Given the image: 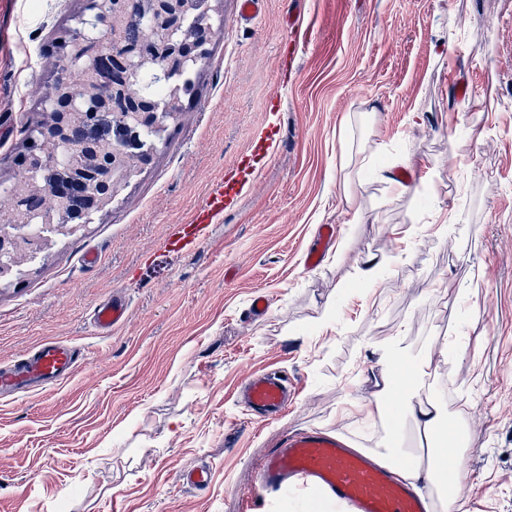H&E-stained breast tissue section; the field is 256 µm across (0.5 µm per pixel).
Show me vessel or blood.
Returning a JSON list of instances; mask_svg holds the SVG:
<instances>
[{
	"label": "vessel or blood",
	"instance_id": "b4317fda",
	"mask_svg": "<svg viewBox=\"0 0 512 512\" xmlns=\"http://www.w3.org/2000/svg\"><path fill=\"white\" fill-rule=\"evenodd\" d=\"M274 140L254 143L238 178L209 196L178 225L166 240L171 252L194 248L208 236L210 225L219 223L224 211L244 191L253 188L272 158ZM128 305L122 296L99 303L92 320L101 333L123 325ZM80 354L61 343H47L0 363V398L41 390L68 378L79 367ZM243 397L249 410L260 417L285 411L291 391L285 378L272 373L247 375ZM314 488L336 504L339 512H436V497L401 484L390 471L369 456L350 448L335 435L309 428L288 435L280 447L271 449L258 467V490L242 498L241 512H262L268 496L295 497Z\"/></svg>",
	"mask_w": 512,
	"mask_h": 512
}]
</instances>
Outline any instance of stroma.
<instances>
[{
  "mask_svg": "<svg viewBox=\"0 0 512 512\" xmlns=\"http://www.w3.org/2000/svg\"><path fill=\"white\" fill-rule=\"evenodd\" d=\"M209 8L224 24L147 162L0 279V360L59 341L84 363L0 400V512H239L262 456L304 428L386 453L392 419L360 409L395 336L430 363L465 500L512 512V0H264L248 23L237 0ZM89 15L87 0H0V184L24 175L45 91L78 78L67 56ZM268 133L282 147L256 186L205 243L166 251ZM396 160L413 163L403 192L375 173ZM371 256L389 263L365 281ZM115 292L128 320L99 333L90 313ZM271 371L296 400L257 421L239 387ZM198 465L202 491L180 482Z\"/></svg>",
  "mask_w": 512,
  "mask_h": 512,
  "instance_id": "35a3bbf8",
  "label": "stroma"
}]
</instances>
